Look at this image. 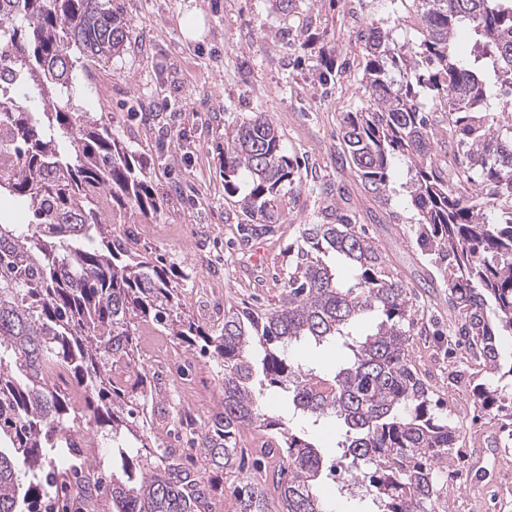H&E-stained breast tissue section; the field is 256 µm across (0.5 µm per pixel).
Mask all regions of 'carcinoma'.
Instances as JSON below:
<instances>
[{
    "label": "carcinoma",
    "instance_id": "1",
    "mask_svg": "<svg viewBox=\"0 0 512 512\" xmlns=\"http://www.w3.org/2000/svg\"><path fill=\"white\" fill-rule=\"evenodd\" d=\"M415 2L420 41L398 46L373 26L349 38L364 55L365 100L344 113L339 134L376 198L395 191L393 164L406 162L400 189L418 211L419 244L448 282L456 335L482 369L512 382L496 345L512 334V117L499 107L512 97V0ZM460 29L471 35L465 49ZM128 34L112 0H0V196L29 216L0 222V512H41L54 456L80 452L83 426L120 460L105 485L112 512H216L241 435L256 428L268 440L265 468L237 479L236 512H273L274 503L281 512H333L316 490L324 457L262 412L266 387L316 422L342 420L340 464L376 512H435L437 473L461 431L439 415L410 355L416 293L389 274L349 215L303 225L282 267L279 306L230 308L216 324L186 312L185 269L133 241L132 225L159 209L139 157L101 120L75 119L60 105L77 65L110 62ZM35 100L42 111L29 108ZM445 139L454 145L450 166L436 156ZM223 167L240 248L274 233L281 197L300 200L299 165L262 112L224 126ZM336 255L352 270L350 287L329 263ZM371 315L374 329L358 333ZM139 323L223 367L220 405L192 433L207 475L184 466L179 449L147 444L157 421L180 417L140 361ZM305 339L340 343L345 361L331 372L303 368L289 349ZM59 369L84 412L54 382ZM474 405L512 418V400L497 387L477 384Z\"/></svg>",
    "mask_w": 512,
    "mask_h": 512
}]
</instances>
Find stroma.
Here are the masks:
<instances>
[{
  "label": "stroma",
  "instance_id": "1",
  "mask_svg": "<svg viewBox=\"0 0 512 512\" xmlns=\"http://www.w3.org/2000/svg\"><path fill=\"white\" fill-rule=\"evenodd\" d=\"M130 23L126 47L107 66H91L74 82L78 111L102 117L135 151L161 207L147 223L135 225L139 248L188 270L187 308L200 320L208 315L201 289L211 278L222 283L224 306L260 301L277 306L281 270L288 247L303 225L319 223L335 210L336 198L320 185L341 189L354 221L365 228L384 255L391 274L415 288L428 322L415 337L412 356L428 383L447 404L461 430V448L438 475L436 512H512V429L472 410L460 419V405L472 403L471 388L492 382L464 348L449 349L454 312L448 287L431 256L416 243V210L402 194L380 201L367 193L343 161L338 138L343 113L363 96L364 58L349 50L348 37L367 25L389 30L396 44L418 41L421 22L411 0H296L291 12L271 0H112ZM203 16L202 35L187 39L185 18ZM336 46L348 66L335 84L319 83L326 68L321 46ZM250 112L276 124L289 155L301 164V198L278 202L279 228L246 252L230 248L236 207L224 195V125ZM142 361L165 356L185 395L180 414L204 417L219 405L222 371L153 326L137 327ZM264 410L288 419L299 434L315 439L327 463L341 450L344 426L335 418L312 423L284 393L265 391ZM343 472L322 477L323 494L342 512H372L364 486L341 493Z\"/></svg>",
  "mask_w": 512,
  "mask_h": 512
}]
</instances>
